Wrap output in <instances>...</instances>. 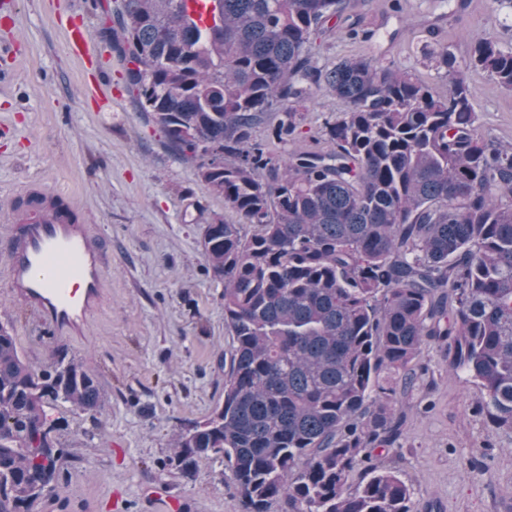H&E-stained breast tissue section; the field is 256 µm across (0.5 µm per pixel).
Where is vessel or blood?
I'll list each match as a JSON object with an SVG mask.
<instances>
[{
  "instance_id": "b4317fda",
  "label": "vessel or blood",
  "mask_w": 512,
  "mask_h": 512,
  "mask_svg": "<svg viewBox=\"0 0 512 512\" xmlns=\"http://www.w3.org/2000/svg\"><path fill=\"white\" fill-rule=\"evenodd\" d=\"M11 218L0 271L12 296L37 311L55 336L83 339L108 294L104 245L79 212L46 187L20 194Z\"/></svg>"
}]
</instances>
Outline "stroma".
Here are the masks:
<instances>
[{"instance_id": "1", "label": "stroma", "mask_w": 512, "mask_h": 512, "mask_svg": "<svg viewBox=\"0 0 512 512\" xmlns=\"http://www.w3.org/2000/svg\"><path fill=\"white\" fill-rule=\"evenodd\" d=\"M113 0H0V250L17 191L42 185L79 204L86 223L112 253L109 296L85 339L55 337L33 310L14 301L0 274V324L25 360L42 369L56 350L96 378L106 407L83 413L49 409L61 422L65 461L35 512H239L231 473L220 456L199 460L187 477L170 466L172 440L206 419L224 399V286L203 255L206 224L238 222L210 194L194 163L175 156L140 112L124 67L101 39ZM369 40L328 29L316 41L319 64L376 56L414 68L436 91L445 80L423 48L468 37L512 47V0L489 12L487 0H348ZM97 39L93 61L70 52V25ZM480 130L512 142V90L482 72L468 75ZM345 104L320 93L293 147L310 149ZM424 374L404 399L401 445L384 455L407 483L414 512H512V433L474 414L480 389L449 374L442 345L423 348Z\"/></svg>"}]
</instances>
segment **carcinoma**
I'll return each mask as SVG.
<instances>
[{"label": "carcinoma", "instance_id": "obj_1", "mask_svg": "<svg viewBox=\"0 0 512 512\" xmlns=\"http://www.w3.org/2000/svg\"><path fill=\"white\" fill-rule=\"evenodd\" d=\"M120 0L112 49L141 111L253 227L201 241L224 283V401L180 433L170 465L226 462L240 512H413L376 451L402 436L428 341L481 389L475 411L512 431V146L480 131L467 75L512 89V48L474 36L424 60L448 82L354 56L317 66L342 0ZM324 90L342 101L327 147L284 144ZM265 129V139L256 138ZM101 411L95 378L64 351L35 371L0 325V512H33L60 472L46 408Z\"/></svg>", "mask_w": 512, "mask_h": 512}]
</instances>
